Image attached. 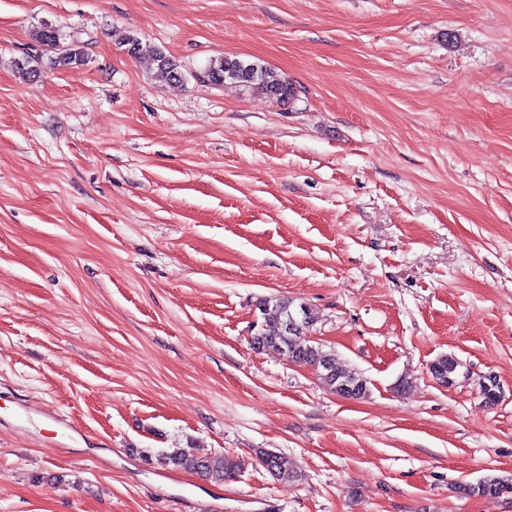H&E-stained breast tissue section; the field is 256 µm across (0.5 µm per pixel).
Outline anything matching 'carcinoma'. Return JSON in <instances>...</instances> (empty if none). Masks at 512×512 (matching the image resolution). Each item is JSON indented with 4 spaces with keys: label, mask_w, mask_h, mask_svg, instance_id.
I'll list each match as a JSON object with an SVG mask.
<instances>
[{
    "label": "carcinoma",
    "mask_w": 512,
    "mask_h": 512,
    "mask_svg": "<svg viewBox=\"0 0 512 512\" xmlns=\"http://www.w3.org/2000/svg\"><path fill=\"white\" fill-rule=\"evenodd\" d=\"M36 38L41 45L54 50V65L68 69H78L85 65L83 50L73 42L61 43V35L55 28L44 27ZM154 62L155 77L159 81L176 83L183 80L180 66L163 51L155 53ZM14 65L23 80L33 82L40 77L42 56L28 55L14 62ZM204 77L212 85L226 82L238 84L283 106L297 99L296 87L278 71L237 56H225L211 61L204 71ZM257 308L260 310L261 321L253 327L251 342L254 348L260 351L267 348L287 351L288 360L312 367L319 373L321 383L340 397L359 399L367 394L369 388L366 379L356 373L343 371L336 364L334 352L314 345L305 338V332L316 320L310 308L303 304L296 308L294 302L281 298H264L258 302ZM459 367V360L447 355L434 362L432 378L446 386L448 379L455 378ZM480 392L486 402L495 403L501 397L497 378L492 375L484 377L480 383ZM159 461L172 469L194 471L217 482L231 480L241 471L240 461L233 457H197L186 448L163 452L159 455ZM261 465L276 476L288 472L293 461L284 454L266 451L261 453ZM458 492L468 496L512 494V477L488 475L476 483L460 484Z\"/></svg>",
    "instance_id": "1"
}]
</instances>
